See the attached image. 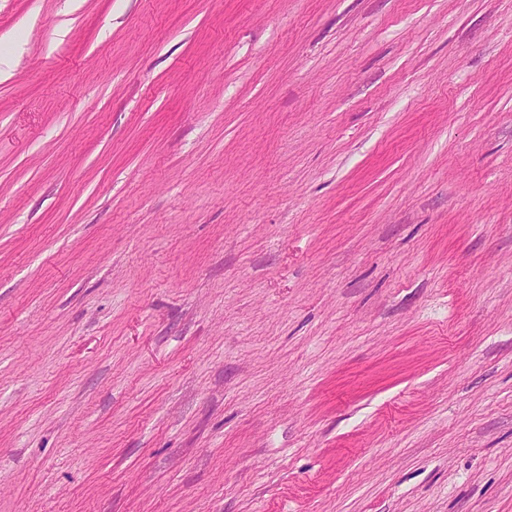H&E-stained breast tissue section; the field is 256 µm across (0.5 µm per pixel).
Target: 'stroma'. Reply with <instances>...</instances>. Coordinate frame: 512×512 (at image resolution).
Returning <instances> with one entry per match:
<instances>
[{"label":"stroma","mask_w":512,"mask_h":512,"mask_svg":"<svg viewBox=\"0 0 512 512\" xmlns=\"http://www.w3.org/2000/svg\"><path fill=\"white\" fill-rule=\"evenodd\" d=\"M0 512H512V0H0Z\"/></svg>","instance_id":"1"}]
</instances>
